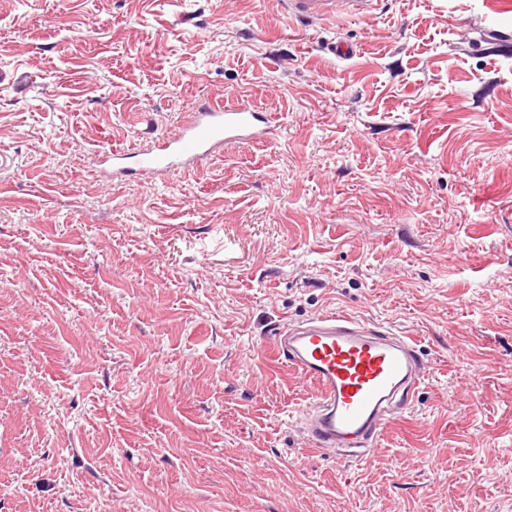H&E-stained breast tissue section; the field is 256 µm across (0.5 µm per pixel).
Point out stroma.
Masks as SVG:
<instances>
[{
  "mask_svg": "<svg viewBox=\"0 0 512 512\" xmlns=\"http://www.w3.org/2000/svg\"><path fill=\"white\" fill-rule=\"evenodd\" d=\"M205 99L274 131L93 172ZM1 150L0 512H512V4L0 0ZM331 312L428 364L363 459L273 353ZM377 2V0H283L284 10L288 15L310 21L368 11Z\"/></svg>",
  "mask_w": 512,
  "mask_h": 512,
  "instance_id": "obj_1",
  "label": "stroma"
}]
</instances>
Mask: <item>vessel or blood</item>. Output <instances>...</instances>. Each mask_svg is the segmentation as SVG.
I'll return each instance as SVG.
<instances>
[{"label":"vessel or blood","instance_id":"vessel-or-blood-1","mask_svg":"<svg viewBox=\"0 0 512 512\" xmlns=\"http://www.w3.org/2000/svg\"><path fill=\"white\" fill-rule=\"evenodd\" d=\"M375 0H283L286 13L320 20L370 10ZM270 114L253 104H197L176 134L156 139L153 147L128 155L111 149L97 156L102 169L121 172L128 158L139 170L157 175L194 162L238 141H263ZM275 350L316 389L306 418L316 450L364 453L374 447L398 404H410L426 377L420 347L411 336H389L345 314H322L285 327Z\"/></svg>","mask_w":512,"mask_h":512}]
</instances>
